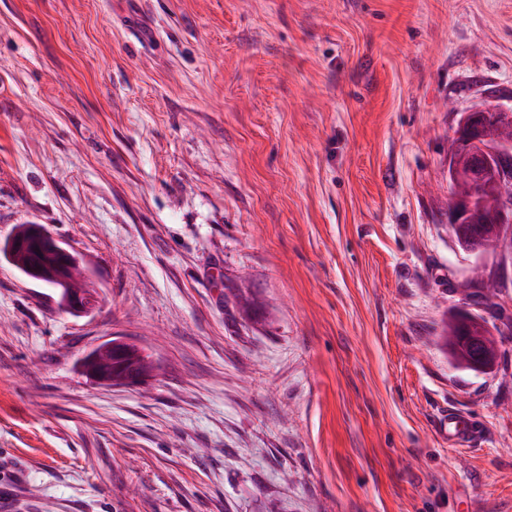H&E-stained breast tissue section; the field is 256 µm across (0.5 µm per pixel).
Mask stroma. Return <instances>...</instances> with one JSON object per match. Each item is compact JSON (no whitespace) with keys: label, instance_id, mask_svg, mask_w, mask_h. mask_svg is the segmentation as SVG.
<instances>
[{"label":"stroma","instance_id":"stroma-1","mask_svg":"<svg viewBox=\"0 0 512 512\" xmlns=\"http://www.w3.org/2000/svg\"><path fill=\"white\" fill-rule=\"evenodd\" d=\"M478 105L512 0H0V243L43 225L97 294L0 255V512H512V259L448 228ZM115 339L155 377L79 372ZM454 322V316H451L448 321H445L440 338L443 340V343L447 348L451 342L461 357H471L476 353V349L471 348L468 341L465 340L463 336L457 335V329ZM100 346L94 348L92 351H90L83 357L80 363L81 370L85 372V374L91 381L97 384L112 385L113 383H115L114 381H112V373L102 371L98 366V349ZM439 431L448 445L466 446L481 437L483 428L472 416L448 407L439 418Z\"/></svg>","mask_w":512,"mask_h":512}]
</instances>
